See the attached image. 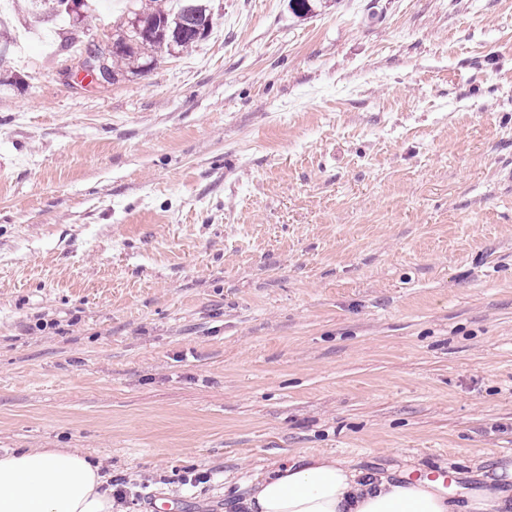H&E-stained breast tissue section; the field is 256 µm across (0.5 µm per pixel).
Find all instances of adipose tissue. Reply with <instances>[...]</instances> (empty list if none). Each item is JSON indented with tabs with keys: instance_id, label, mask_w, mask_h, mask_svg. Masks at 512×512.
I'll list each match as a JSON object with an SVG mask.
<instances>
[{
	"instance_id": "obj_1",
	"label": "adipose tissue",
	"mask_w": 512,
	"mask_h": 512,
	"mask_svg": "<svg viewBox=\"0 0 512 512\" xmlns=\"http://www.w3.org/2000/svg\"><path fill=\"white\" fill-rule=\"evenodd\" d=\"M100 469L79 448L0 451V512H112ZM245 512H512V486L460 497L394 472L362 475L326 455L274 466L249 481Z\"/></svg>"
}]
</instances>
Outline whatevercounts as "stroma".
Wrapping results in <instances>:
<instances>
[{
	"label": "stroma",
	"instance_id": "stroma-1",
	"mask_svg": "<svg viewBox=\"0 0 512 512\" xmlns=\"http://www.w3.org/2000/svg\"><path fill=\"white\" fill-rule=\"evenodd\" d=\"M108 86L10 13L0 450L112 512H243L300 455L512 467V0H212Z\"/></svg>",
	"mask_w": 512,
	"mask_h": 512
}]
</instances>
